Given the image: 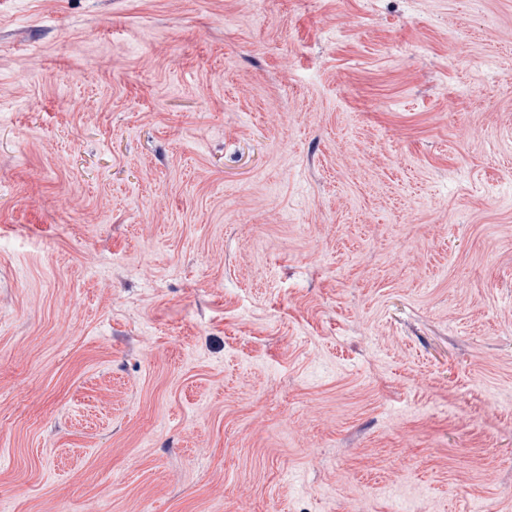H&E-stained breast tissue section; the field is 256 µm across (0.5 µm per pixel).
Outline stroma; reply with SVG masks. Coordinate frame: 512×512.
I'll return each mask as SVG.
<instances>
[{"instance_id": "1", "label": "stroma", "mask_w": 512, "mask_h": 512, "mask_svg": "<svg viewBox=\"0 0 512 512\" xmlns=\"http://www.w3.org/2000/svg\"><path fill=\"white\" fill-rule=\"evenodd\" d=\"M0 512H512V0H0Z\"/></svg>"}]
</instances>
